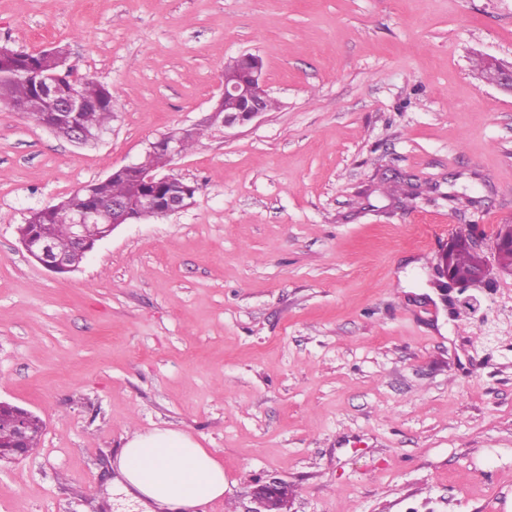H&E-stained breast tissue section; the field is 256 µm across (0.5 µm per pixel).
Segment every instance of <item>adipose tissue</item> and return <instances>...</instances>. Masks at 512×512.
<instances>
[{
	"label": "adipose tissue",
	"mask_w": 512,
	"mask_h": 512,
	"mask_svg": "<svg viewBox=\"0 0 512 512\" xmlns=\"http://www.w3.org/2000/svg\"><path fill=\"white\" fill-rule=\"evenodd\" d=\"M123 490L146 512H194L224 495V467L187 434L156 429L128 438L118 457Z\"/></svg>",
	"instance_id": "ef3b65f1"
}]
</instances>
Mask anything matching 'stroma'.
<instances>
[{
  "label": "stroma",
  "instance_id": "35a3bbf8",
  "mask_svg": "<svg viewBox=\"0 0 512 512\" xmlns=\"http://www.w3.org/2000/svg\"><path fill=\"white\" fill-rule=\"evenodd\" d=\"M45 27L113 116L77 147L0 101V400L45 423L0 512H118L157 428L223 462L202 512L272 480L290 512H512V276L433 285L457 234L512 225V95L478 69L512 63V0H0V46ZM243 52L277 107L171 162L188 208L69 274L28 257L30 210L203 122Z\"/></svg>",
  "mask_w": 512,
  "mask_h": 512
}]
</instances>
